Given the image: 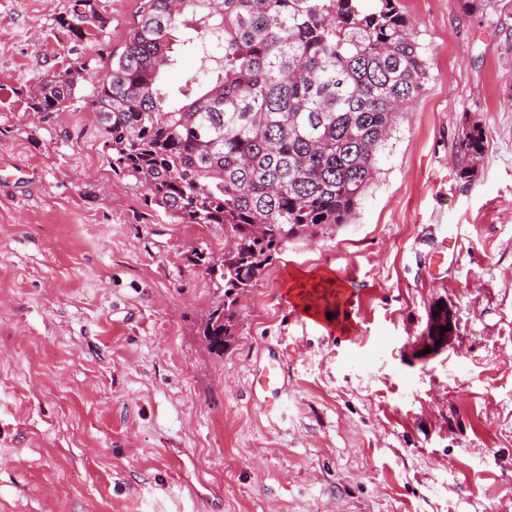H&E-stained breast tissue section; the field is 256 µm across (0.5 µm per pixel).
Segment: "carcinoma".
Segmentation results:
<instances>
[{
  "mask_svg": "<svg viewBox=\"0 0 512 512\" xmlns=\"http://www.w3.org/2000/svg\"><path fill=\"white\" fill-rule=\"evenodd\" d=\"M496 0H461L483 14ZM56 24L81 41L103 30L93 0ZM197 56L170 104L162 78L176 32ZM427 59L399 0H143L139 19L92 101L112 171L186 224H219L233 247L210 261L224 303L203 336L233 342L240 297L291 239L345 224L378 173L396 119L417 98ZM90 64L26 91L27 110L59 112Z\"/></svg>",
  "mask_w": 512,
  "mask_h": 512,
  "instance_id": "1",
  "label": "carcinoma"
}]
</instances>
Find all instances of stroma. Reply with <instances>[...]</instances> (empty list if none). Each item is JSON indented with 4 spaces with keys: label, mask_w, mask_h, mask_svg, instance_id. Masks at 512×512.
<instances>
[{
    "label": "stroma",
    "mask_w": 512,
    "mask_h": 512,
    "mask_svg": "<svg viewBox=\"0 0 512 512\" xmlns=\"http://www.w3.org/2000/svg\"><path fill=\"white\" fill-rule=\"evenodd\" d=\"M72 3L0 0V512H512V0H399L427 72L375 184L275 255L221 354L224 283L190 258L223 257V226L146 206L91 106L142 0H97L80 42ZM76 61L74 100L32 119L24 92ZM93 0H73L71 11L58 17L56 24L74 41H82L102 31L104 25Z\"/></svg>",
    "instance_id": "35a3bbf8"
}]
</instances>
